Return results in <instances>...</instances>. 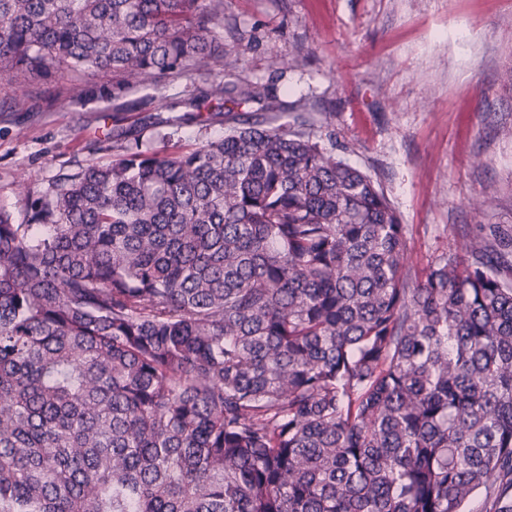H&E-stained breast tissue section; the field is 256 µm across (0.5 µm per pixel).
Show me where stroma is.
<instances>
[{
    "label": "stroma",
    "instance_id": "stroma-1",
    "mask_svg": "<svg viewBox=\"0 0 512 512\" xmlns=\"http://www.w3.org/2000/svg\"><path fill=\"white\" fill-rule=\"evenodd\" d=\"M224 59L181 77L62 72L0 82V207L27 221L60 175L111 159L103 130L159 152L223 135L219 88L275 96L384 190L422 272L471 228L512 229V0H224ZM116 85L115 98L59 89Z\"/></svg>",
    "mask_w": 512,
    "mask_h": 512
}]
</instances>
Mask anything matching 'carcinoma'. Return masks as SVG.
<instances>
[{
  "label": "carcinoma",
  "instance_id": "cac0c4a2",
  "mask_svg": "<svg viewBox=\"0 0 512 512\" xmlns=\"http://www.w3.org/2000/svg\"><path fill=\"white\" fill-rule=\"evenodd\" d=\"M223 26L224 0H0V80L205 71ZM230 120L0 209V512H512V234L418 275L305 114Z\"/></svg>",
  "mask_w": 512,
  "mask_h": 512
}]
</instances>
